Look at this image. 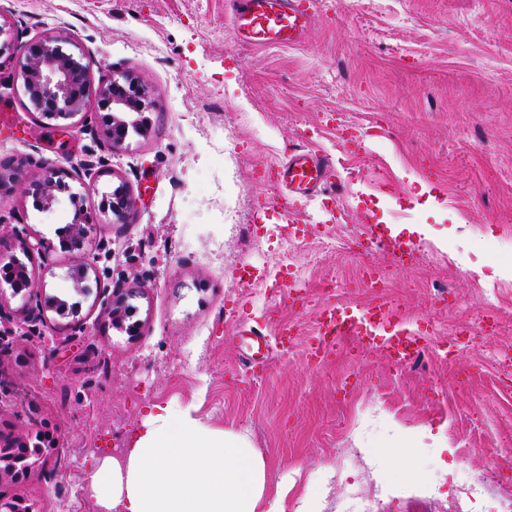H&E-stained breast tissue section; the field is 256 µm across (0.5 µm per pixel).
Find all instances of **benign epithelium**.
I'll return each mask as SVG.
<instances>
[{
	"instance_id": "1",
	"label": "benign epithelium",
	"mask_w": 512,
	"mask_h": 512,
	"mask_svg": "<svg viewBox=\"0 0 512 512\" xmlns=\"http://www.w3.org/2000/svg\"><path fill=\"white\" fill-rule=\"evenodd\" d=\"M5 51L16 57L17 74L28 96L29 111L36 112L46 119H73L81 115L86 122V101L91 96L95 97L101 111L96 120L106 128L109 149L112 152L122 149L126 141L127 122L118 117L117 113L139 114L147 111L149 107L147 89L141 81L125 76L121 79H102L98 85H93L86 66L77 60L74 54L64 51L56 38L46 36L17 44L10 39L0 41V54ZM5 178L11 184L10 191L22 188L43 208L50 207L57 195L67 190V184L55 170L45 172L41 178L26 185L12 175H1L0 183ZM131 205L127 186L123 183L118 185L116 195L112 196V203L108 206L113 219L118 222L125 221L131 211ZM86 239L87 227L75 224L71 227L66 243V248L74 258L73 279L79 292L84 291L81 283L92 272V268L86 262ZM5 389L9 391L18 411H25L26 393L13 382L8 372L1 369L0 390ZM34 438L39 441L53 440L48 431H43ZM34 438L22 435L0 436V482L5 479H25L37 467L47 469L50 453L31 449Z\"/></svg>"
}]
</instances>
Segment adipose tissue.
Returning a JSON list of instances; mask_svg holds the SVG:
<instances>
[{
	"label": "adipose tissue",
	"instance_id": "1",
	"mask_svg": "<svg viewBox=\"0 0 512 512\" xmlns=\"http://www.w3.org/2000/svg\"><path fill=\"white\" fill-rule=\"evenodd\" d=\"M88 485L102 512H323L310 491L289 510L247 436L170 405L149 410L123 458H98Z\"/></svg>",
	"mask_w": 512,
	"mask_h": 512
}]
</instances>
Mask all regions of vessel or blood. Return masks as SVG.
I'll return each mask as SVG.
<instances>
[{
  "instance_id": "1",
  "label": "vessel or blood",
  "mask_w": 512,
  "mask_h": 512,
  "mask_svg": "<svg viewBox=\"0 0 512 512\" xmlns=\"http://www.w3.org/2000/svg\"><path fill=\"white\" fill-rule=\"evenodd\" d=\"M231 23L240 41L257 46H288L297 44L305 32L309 15L301 0H226ZM274 179L288 189L290 195L312 198L332 189L338 175L332 158L319 151L292 148L285 163L274 170ZM396 328L389 336L380 330L387 323ZM347 329L356 336L363 349L385 346L392 362L407 364V348H420L421 336L398 318V310L384 294H377L376 303L368 310L347 311L329 303L323 305L317 321L316 341L308 349L311 360L322 361L331 349V338L338 329Z\"/></svg>"
}]
</instances>
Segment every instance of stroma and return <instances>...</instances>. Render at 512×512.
Masks as SVG:
<instances>
[{"label": "stroma", "mask_w": 512, "mask_h": 512, "mask_svg": "<svg viewBox=\"0 0 512 512\" xmlns=\"http://www.w3.org/2000/svg\"><path fill=\"white\" fill-rule=\"evenodd\" d=\"M301 43H240L225 0H0L15 41L55 36L84 52L92 82L142 81L147 129L108 151L100 125L34 122L23 84L0 70V162L81 170L48 211L15 193L0 211L20 214L47 253L29 261L49 296L73 293L59 228L88 224L87 255L106 249L98 287L81 299V323L34 315L28 292L0 279V309L23 328L0 354L28 394L31 418L0 403L12 430L46 426L58 445L53 473L0 483V498L57 512L62 474L86 482L96 458L125 449L155 405L193 406L211 428L248 436L272 483L297 506L307 485L341 499L377 485L381 512L422 502L398 470L410 463L454 495L462 473L512 460V372L488 363L512 331L486 334L493 309L512 310V0H304ZM307 142L331 155L345 185L328 197L292 199L254 220L258 198L282 186L254 171L286 161ZM125 183L134 202L123 223L101 201ZM412 248L388 264L384 285L418 333L461 331L471 347L393 368L381 348L341 347L320 366L305 358L320 303L292 300L282 256L308 290L334 281L344 306H366L374 252L309 255L328 232L367 234ZM446 286V301L436 289ZM136 288L129 333L114 327V295ZM298 335L291 353L266 348L246 374L250 332ZM445 428L451 455L415 449L403 436Z\"/></svg>", "instance_id": "35a3bbf8"}]
</instances>
